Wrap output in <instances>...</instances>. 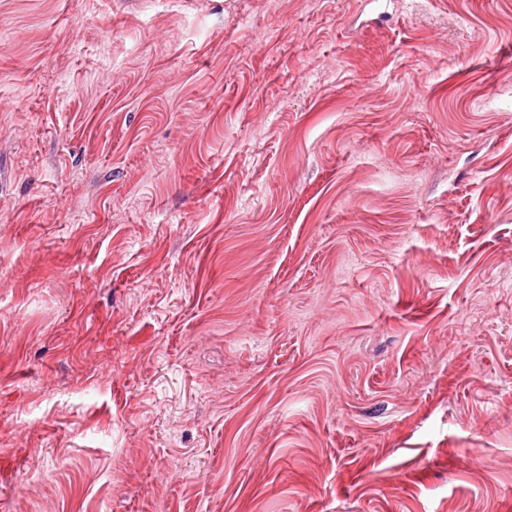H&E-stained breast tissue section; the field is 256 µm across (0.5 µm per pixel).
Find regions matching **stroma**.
Listing matches in <instances>:
<instances>
[{"label": "stroma", "mask_w": 512, "mask_h": 512, "mask_svg": "<svg viewBox=\"0 0 512 512\" xmlns=\"http://www.w3.org/2000/svg\"><path fill=\"white\" fill-rule=\"evenodd\" d=\"M0 0V512H512V0Z\"/></svg>", "instance_id": "1"}]
</instances>
